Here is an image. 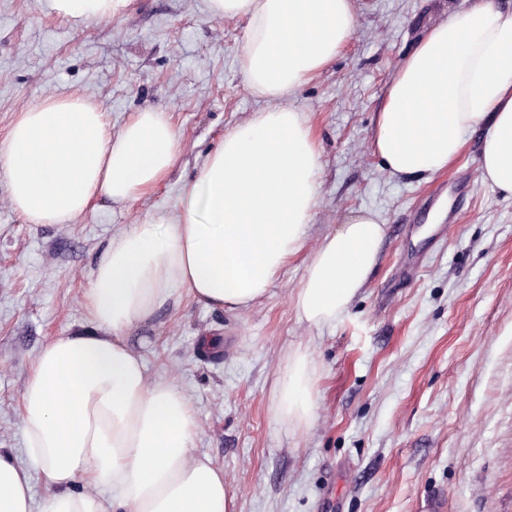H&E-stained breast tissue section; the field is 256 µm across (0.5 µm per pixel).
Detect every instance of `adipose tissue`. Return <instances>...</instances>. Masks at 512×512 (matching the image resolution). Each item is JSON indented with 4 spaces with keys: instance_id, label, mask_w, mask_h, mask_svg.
<instances>
[{
    "instance_id": "adipose-tissue-1",
    "label": "adipose tissue",
    "mask_w": 512,
    "mask_h": 512,
    "mask_svg": "<svg viewBox=\"0 0 512 512\" xmlns=\"http://www.w3.org/2000/svg\"><path fill=\"white\" fill-rule=\"evenodd\" d=\"M133 0H48L79 25L115 18ZM216 18L248 21L240 68L268 106L225 134L173 211L113 236L83 295L92 334L62 333L41 349L21 396L24 461L0 451V512H236L224 471L195 452L186 394L149 380L128 333L179 291L211 309L245 308L268 292L306 239L321 188V153L303 112L286 100L351 39L354 0H206ZM483 128L485 181L512 195V7L481 0L432 26L404 57L376 113L372 147L393 177L447 169L469 130ZM167 113H135L111 133L80 97L20 112L0 140L13 209L30 224H70L101 197L128 203L155 191L178 157ZM385 226L349 212L313 250L293 295L320 327L366 288ZM308 347L291 350L274 386L278 422L314 418ZM47 491L35 500L32 469ZM84 480L88 489L71 486Z\"/></svg>"
}]
</instances>
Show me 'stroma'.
<instances>
[{
  "label": "stroma",
  "instance_id": "stroma-1",
  "mask_svg": "<svg viewBox=\"0 0 512 512\" xmlns=\"http://www.w3.org/2000/svg\"><path fill=\"white\" fill-rule=\"evenodd\" d=\"M478 0H355L344 50L289 102L322 150V187L302 250L249 308L216 311L181 294L129 341L150 378L174 379L197 413L195 448L224 470L236 512H512V196L484 182L482 133L430 180L396 179L371 147L376 112L402 58L433 25ZM246 22L204 0H136L125 15L74 26L47 0H0V138L45 97L79 96L112 132L167 112L178 159L152 195L95 203L71 224H29L0 176V448L23 455L20 399L55 335L89 331L81 304L125 225L172 210L226 133L266 108L238 58ZM469 186L431 237L448 185ZM375 211L386 236L369 282L336 322L299 320L292 296L324 235ZM310 346L315 417L274 415L288 351Z\"/></svg>",
  "mask_w": 512,
  "mask_h": 512
}]
</instances>
